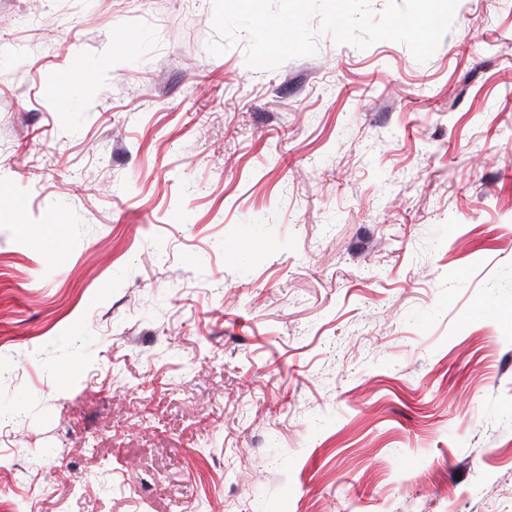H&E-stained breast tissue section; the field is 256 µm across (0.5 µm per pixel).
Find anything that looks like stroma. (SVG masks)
<instances>
[{"label": "stroma", "mask_w": 512, "mask_h": 512, "mask_svg": "<svg viewBox=\"0 0 512 512\" xmlns=\"http://www.w3.org/2000/svg\"><path fill=\"white\" fill-rule=\"evenodd\" d=\"M212 16L0 0V512H512V0Z\"/></svg>", "instance_id": "35a3bbf8"}]
</instances>
